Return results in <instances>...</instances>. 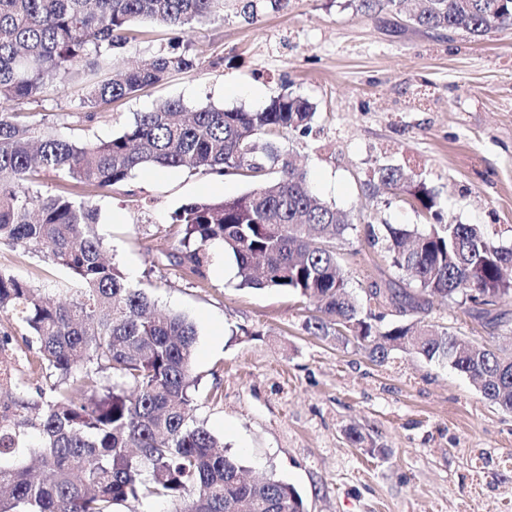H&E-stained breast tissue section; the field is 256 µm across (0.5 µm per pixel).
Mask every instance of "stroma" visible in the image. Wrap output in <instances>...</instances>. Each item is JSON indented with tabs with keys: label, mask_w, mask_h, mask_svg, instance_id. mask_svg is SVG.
<instances>
[{
	"label": "stroma",
	"mask_w": 512,
	"mask_h": 512,
	"mask_svg": "<svg viewBox=\"0 0 512 512\" xmlns=\"http://www.w3.org/2000/svg\"><path fill=\"white\" fill-rule=\"evenodd\" d=\"M239 0L202 24L174 33L135 27L111 68L58 83L15 112L54 136L108 140L168 99L257 111L283 93L315 107L309 135L277 138L315 193L357 221L336 243L348 286L373 308L374 286L402 284L372 224L423 223L419 209L380 185L376 172L399 166L437 196L445 224H485L512 248V26L475 39L418 31L402 17L358 10V0H285L271 9ZM188 44L195 67L114 102L86 120L78 99L111 69ZM249 182L186 169H139L112 193L94 197L108 258L160 310L197 330L193 375L198 422L237 456L250 476L295 486L308 512H512V412L484 399L471 380L416 355L380 364L354 338L312 336L316 304L283 289H242L222 244L201 279L167 260L181 234L171 220L183 203L235 197ZM0 268L46 288L61 271L34 254L0 250ZM425 315L387 310L382 327L417 318L512 350V303L495 322L439 297ZM365 442L352 445L347 435Z\"/></svg>",
	"instance_id": "obj_1"
}]
</instances>
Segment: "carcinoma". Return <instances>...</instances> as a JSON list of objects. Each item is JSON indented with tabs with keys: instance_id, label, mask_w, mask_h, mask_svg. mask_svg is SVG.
Returning <instances> with one entry per match:
<instances>
[{
	"instance_id": "carcinoma-1",
	"label": "carcinoma",
	"mask_w": 512,
	"mask_h": 512,
	"mask_svg": "<svg viewBox=\"0 0 512 512\" xmlns=\"http://www.w3.org/2000/svg\"><path fill=\"white\" fill-rule=\"evenodd\" d=\"M221 0H0V248L32 253L66 277L40 288L0 268V315L19 323L35 348L33 399L0 381V512H114L128 502L163 499L172 512H307L297 489L269 476L249 481L232 455L196 421L192 375L197 335L182 314L157 315L148 294L105 259L92 197L137 170L187 167L247 178L253 187L223 200H194L173 215L181 226L174 266L204 277L206 246L223 244L241 288L287 289L317 303L310 334L354 337L383 363L395 350L448 363L481 395L512 411V352L433 325L398 324L366 310L348 290L336 241L351 220L313 192L306 173L263 135L312 131L314 106L281 94L262 110L169 100L109 140H62L6 105L36 102L64 81L112 61L113 49L140 21L173 31L206 22ZM405 0H359L358 10L401 13ZM410 23L473 38L512 25V0H420ZM180 46L89 87L79 108H98L189 72ZM262 154L278 168L268 177ZM47 173L69 191L41 189ZM378 181L439 219L437 196L398 166ZM392 266L417 293L373 292L400 308L421 299L462 297L482 318L512 300V249L479 224H380L370 230Z\"/></svg>"
}]
</instances>
